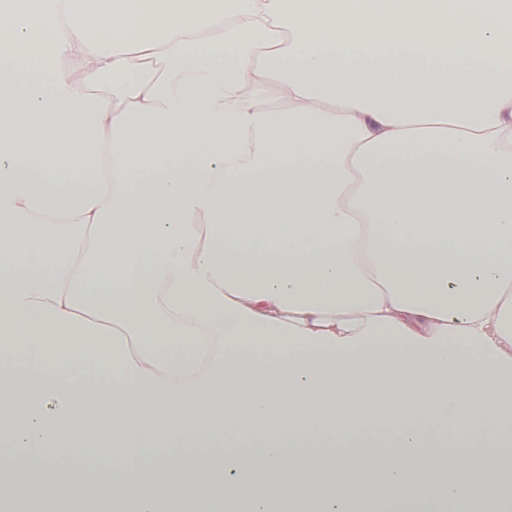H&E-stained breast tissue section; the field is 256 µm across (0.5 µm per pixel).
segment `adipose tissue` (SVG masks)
I'll return each instance as SVG.
<instances>
[{"instance_id":"1","label":"adipose tissue","mask_w":512,"mask_h":512,"mask_svg":"<svg viewBox=\"0 0 512 512\" xmlns=\"http://www.w3.org/2000/svg\"><path fill=\"white\" fill-rule=\"evenodd\" d=\"M70 8L0 11V503L512 512V0Z\"/></svg>"}]
</instances>
